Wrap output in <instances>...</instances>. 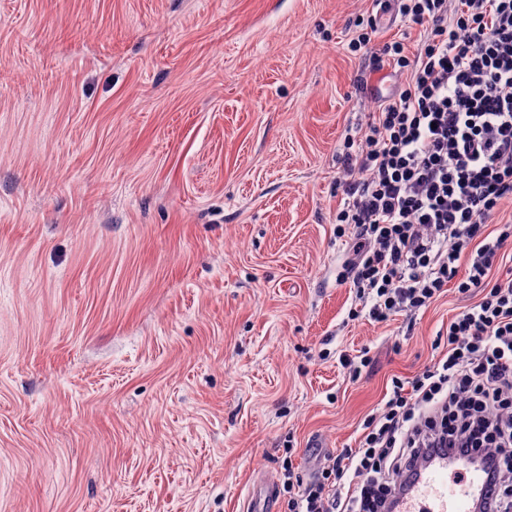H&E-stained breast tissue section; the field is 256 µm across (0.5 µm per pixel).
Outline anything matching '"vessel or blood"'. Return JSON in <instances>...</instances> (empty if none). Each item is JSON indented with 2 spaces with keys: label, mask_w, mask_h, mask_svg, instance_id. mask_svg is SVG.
<instances>
[{
  "label": "vessel or blood",
  "mask_w": 512,
  "mask_h": 512,
  "mask_svg": "<svg viewBox=\"0 0 512 512\" xmlns=\"http://www.w3.org/2000/svg\"><path fill=\"white\" fill-rule=\"evenodd\" d=\"M486 487L484 470H466L456 454L445 451L418 462L408 485L395 495V512H473L477 496ZM273 481L257 486L245 512H277Z\"/></svg>",
  "instance_id": "1"
}]
</instances>
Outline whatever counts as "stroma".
<instances>
[{"label":"stroma","mask_w":512,"mask_h":512,"mask_svg":"<svg viewBox=\"0 0 512 512\" xmlns=\"http://www.w3.org/2000/svg\"><path fill=\"white\" fill-rule=\"evenodd\" d=\"M374 16L416 47L395 0H0V512H243L445 352L456 286L349 316Z\"/></svg>","instance_id":"1"}]
</instances>
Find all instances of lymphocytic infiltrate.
Returning a JSON list of instances; mask_svg holds the SVG:
<instances>
[{
  "instance_id": "obj_1",
  "label": "lymphocytic infiltrate",
  "mask_w": 512,
  "mask_h": 512,
  "mask_svg": "<svg viewBox=\"0 0 512 512\" xmlns=\"http://www.w3.org/2000/svg\"><path fill=\"white\" fill-rule=\"evenodd\" d=\"M420 29L374 48L377 22L349 42L403 76L359 138H345L336 235L367 317L429 307L456 282L476 301L448 324V349L363 422L359 444L326 455L308 480H283L287 512H385L424 448L490 466L476 512H512V278L493 268L506 235L487 231L512 196V0H398Z\"/></svg>"
}]
</instances>
